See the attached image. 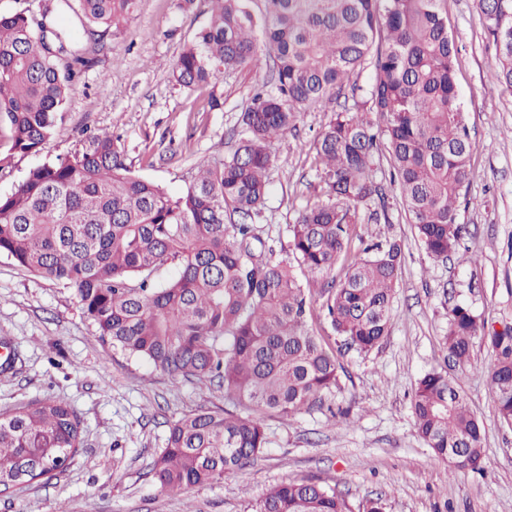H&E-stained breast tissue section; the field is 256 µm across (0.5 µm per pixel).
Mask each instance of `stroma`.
Instances as JSON below:
<instances>
[{
    "mask_svg": "<svg viewBox=\"0 0 512 512\" xmlns=\"http://www.w3.org/2000/svg\"><path fill=\"white\" fill-rule=\"evenodd\" d=\"M459 50L456 81L476 143L474 177L459 208L466 231L456 256L429 257L408 224L398 193L388 223L359 208L352 251L396 238L404 264L387 338L370 352L345 354L339 388L322 406L286 419L266 417L270 443L254 462L210 485L162 491L151 473L169 423L224 405L206 382L177 383L151 365L112 350L95 336L68 288L0 256V347L18 355L0 371V412L57 397L82 418L83 444L51 479L0 493V512H254L285 481L315 479L341 492L352 512L380 497L386 512H512V427L499 420L490 389L494 357L475 342L465 368L453 369L483 426L482 471L435 460L414 427L418 380L445 368L448 312L468 307L478 319L512 326V90L493 77L495 51L478 0H447ZM210 18L208 0H138L128 24L107 36L76 79L66 120L43 149L0 159V195L34 167L111 134L133 175L182 192L199 167L237 147L229 132L251 104L257 83L273 78V60L227 69L186 90L170 79L183 45ZM335 99L301 112L295 130L271 147L266 209L258 228L276 257L290 252L289 224L324 200L315 141L333 118ZM347 412L346 424L332 412Z\"/></svg>",
    "mask_w": 512,
    "mask_h": 512,
    "instance_id": "stroma-1",
    "label": "stroma"
}]
</instances>
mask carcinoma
I'll list each match as a JSON object with an SVG mask.
<instances>
[{
    "instance_id": "obj_1",
    "label": "carcinoma",
    "mask_w": 512,
    "mask_h": 512,
    "mask_svg": "<svg viewBox=\"0 0 512 512\" xmlns=\"http://www.w3.org/2000/svg\"><path fill=\"white\" fill-rule=\"evenodd\" d=\"M79 24L23 8L0 16V145L40 151L67 110L72 82L104 37L138 0H61ZM208 23L182 48L171 78L192 89L226 69L255 66L261 31L274 51L277 84L258 87L243 113L239 143L203 165L179 194L131 174L109 134L31 169L0 195V256L69 288L108 347L144 360L173 381L224 388L225 406L170 422L153 477L164 491L219 481L260 457L264 417H292L322 405L340 384L345 351L378 346L402 268L396 239L350 258L359 207L387 214L389 188L377 178L388 155L408 223L426 253L457 252L459 203L473 179L475 145L456 83L458 49L446 0H209ZM496 50V79L512 90V0H479ZM369 89L334 113L316 143L326 199L288 226L291 257L277 259L257 232L274 139L299 112L338 94L364 66ZM379 116V121L368 115ZM340 261L344 277L316 276ZM177 274L159 283L164 266ZM323 318L334 343L308 322ZM495 356L490 383L503 424L512 427V328L498 330L457 306L445 345L458 366L475 338ZM414 425L434 457L452 469L481 468L483 430L460 385L442 372L419 379ZM83 421L60 399L21 403L0 413V493L52 475L71 460ZM255 512H350L329 485L311 480L270 489Z\"/></svg>"
}]
</instances>
